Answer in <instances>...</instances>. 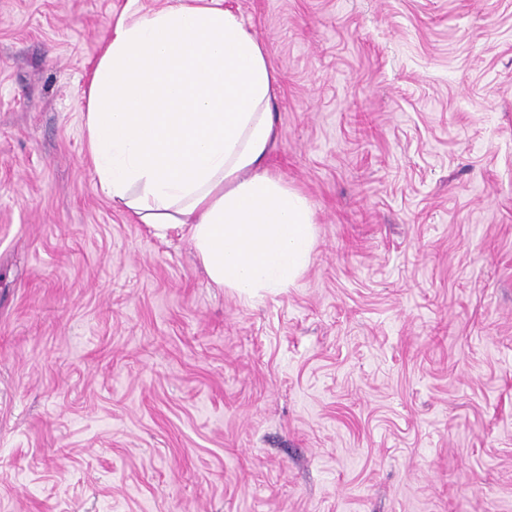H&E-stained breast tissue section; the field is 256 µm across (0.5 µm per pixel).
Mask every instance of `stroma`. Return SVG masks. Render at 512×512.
I'll use <instances>...</instances> for the list:
<instances>
[{
  "instance_id": "1",
  "label": "stroma",
  "mask_w": 512,
  "mask_h": 512,
  "mask_svg": "<svg viewBox=\"0 0 512 512\" xmlns=\"http://www.w3.org/2000/svg\"><path fill=\"white\" fill-rule=\"evenodd\" d=\"M165 4L0 0V512H512V0H223L317 230L250 301L85 161Z\"/></svg>"
}]
</instances>
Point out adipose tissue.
Returning <instances> with one entry per match:
<instances>
[{
  "label": "adipose tissue",
  "instance_id": "1",
  "mask_svg": "<svg viewBox=\"0 0 512 512\" xmlns=\"http://www.w3.org/2000/svg\"><path fill=\"white\" fill-rule=\"evenodd\" d=\"M221 0L119 17L85 91L98 184L153 235L188 236L216 286L249 300L307 268L313 209L268 167L277 77Z\"/></svg>",
  "mask_w": 512,
  "mask_h": 512
}]
</instances>
